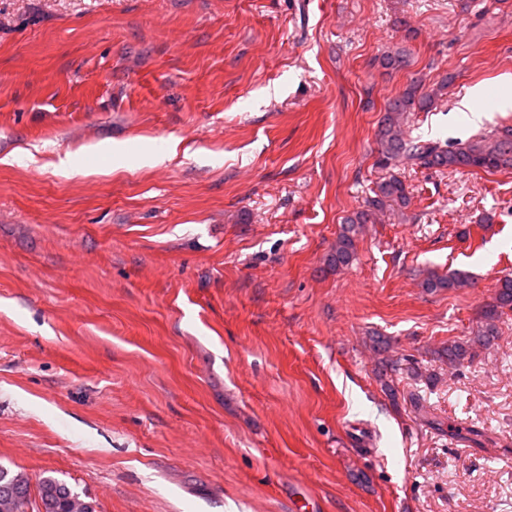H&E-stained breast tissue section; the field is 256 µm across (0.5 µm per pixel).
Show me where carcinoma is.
Wrapping results in <instances>:
<instances>
[{"instance_id": "1", "label": "carcinoma", "mask_w": 512, "mask_h": 512, "mask_svg": "<svg viewBox=\"0 0 512 512\" xmlns=\"http://www.w3.org/2000/svg\"><path fill=\"white\" fill-rule=\"evenodd\" d=\"M407 62V50L403 47L390 48L379 57L380 66L386 70L401 69ZM447 88L448 81L445 80L437 88L427 91L421 82L415 80L387 102L376 133L377 165L391 170V173L376 184L366 205L340 224L336 240L325 258L327 267L338 270L353 261L361 228L373 223L376 213L387 208L405 209L409 206L410 194L399 176L400 166L406 164L417 169L451 172L466 169L492 172L512 168V126H503L489 135L465 141H423L406 136L408 114L430 110ZM467 285L468 278L463 272L445 276L430 273L421 282V287L427 292L453 290ZM505 308L512 310V276L498 280L495 303L483 310L474 336L448 344L443 352L448 363L461 362L475 348L492 346L499 335L498 321ZM37 494L44 505V512H97L95 501L52 477L38 481ZM29 497V477L0 465V512H22L20 504Z\"/></svg>"}]
</instances>
